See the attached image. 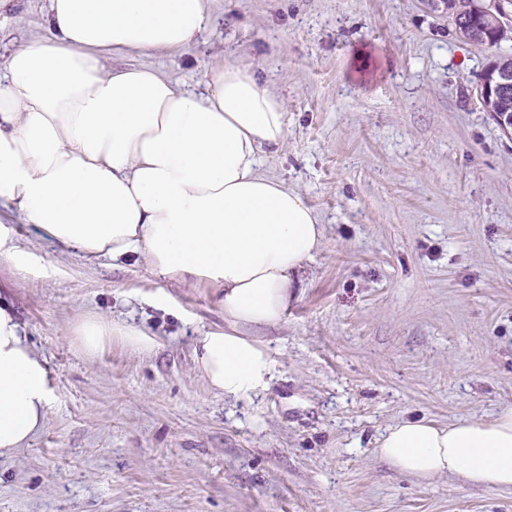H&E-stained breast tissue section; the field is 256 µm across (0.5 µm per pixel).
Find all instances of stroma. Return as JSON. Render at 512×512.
Returning <instances> with one entry per match:
<instances>
[{"label":"stroma","instance_id":"stroma-1","mask_svg":"<svg viewBox=\"0 0 512 512\" xmlns=\"http://www.w3.org/2000/svg\"><path fill=\"white\" fill-rule=\"evenodd\" d=\"M211 26L150 57L197 85L254 66L288 107L265 174L324 228L284 322L250 327L274 377L230 399L195 368L224 325L220 294L136 259H89L0 207L24 262L0 293L46 360V426L0 457V512H512V490L398 473L392 424L490 419L512 406V136L474 87L512 55L456 34L440 0H207ZM45 0L0 28V62L46 35ZM137 328L88 357L78 323Z\"/></svg>","mask_w":512,"mask_h":512}]
</instances>
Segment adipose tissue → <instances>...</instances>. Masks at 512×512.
Masks as SVG:
<instances>
[{"label":"adipose tissue","instance_id":"ef3b65f1","mask_svg":"<svg viewBox=\"0 0 512 512\" xmlns=\"http://www.w3.org/2000/svg\"><path fill=\"white\" fill-rule=\"evenodd\" d=\"M211 22L206 0H47L48 36L0 65V204L45 241L211 282L225 325L197 338L196 367L216 392L248 398L274 361L242 329L284 319L324 230L298 191L260 171L287 143V105L255 68L218 66L198 91L130 61L179 52ZM114 336L155 346L100 316L77 342L92 355ZM51 400L46 361L0 298V456L45 426ZM377 448L403 475L512 489V406L445 426L403 420Z\"/></svg>","mask_w":512,"mask_h":512}]
</instances>
